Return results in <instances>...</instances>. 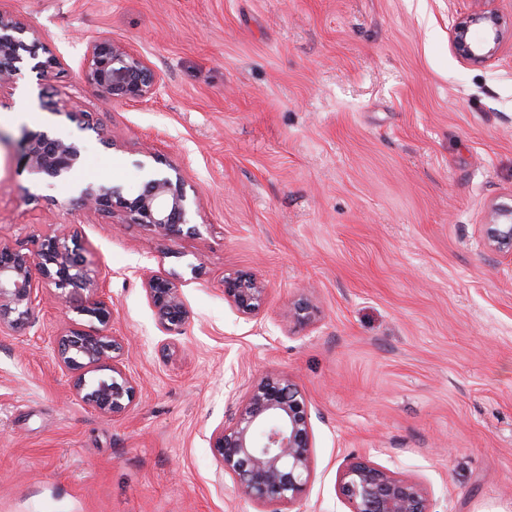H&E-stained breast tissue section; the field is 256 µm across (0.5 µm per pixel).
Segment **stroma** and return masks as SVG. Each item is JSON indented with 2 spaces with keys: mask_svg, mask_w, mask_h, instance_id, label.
Masks as SVG:
<instances>
[{
  "mask_svg": "<svg viewBox=\"0 0 512 512\" xmlns=\"http://www.w3.org/2000/svg\"><path fill=\"white\" fill-rule=\"evenodd\" d=\"M484 7L502 39L472 65L451 26ZM0 9L60 61L0 93V241L32 251L77 225L138 384L119 417L73 397L51 342L86 324L80 298L48 290L28 327L0 332V512H260L210 437L261 374L288 376L311 414L313 476L291 512H346L353 456L421 482L430 512H512V260L483 234L490 204L512 200V0ZM100 36L152 62L155 97L111 107L79 83ZM25 130L79 142L70 181L29 171ZM150 151L195 190L199 235L163 240L75 204L79 184L138 193ZM236 271L269 286L256 318L224 299ZM148 272L183 279V334L158 330ZM298 301L309 323L284 320Z\"/></svg>",
  "mask_w": 512,
  "mask_h": 512,
  "instance_id": "obj_1",
  "label": "stroma"
}]
</instances>
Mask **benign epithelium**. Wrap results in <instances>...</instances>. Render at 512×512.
Wrapping results in <instances>:
<instances>
[{
  "label": "benign epithelium",
  "instance_id": "obj_1",
  "mask_svg": "<svg viewBox=\"0 0 512 512\" xmlns=\"http://www.w3.org/2000/svg\"><path fill=\"white\" fill-rule=\"evenodd\" d=\"M501 41L496 12L480 10L459 19L453 46L470 64L491 58ZM40 32L31 21L0 11V93L10 88L25 58L33 68L47 72L57 67L52 54L39 58ZM80 80L105 105L143 102L153 98L160 78L151 62L130 44L109 36L87 44ZM19 144L31 173L49 180H64L78 167L81 148L74 141L46 132H23ZM77 201L86 209L118 224H146L161 238L175 240L199 233L190 220L186 183L175 167L149 170L142 189L127 196L111 183H89L79 188ZM77 231H54L39 248L22 252L0 241V329L27 325L36 304L49 287L69 294L86 287L88 298L79 313L100 327H70L54 339L57 367L71 376L72 395L94 410L114 417L133 404L137 381L123 361L122 346L108 333L112 306L106 291L90 278L86 258L78 245H69ZM487 248L512 260V204L493 203L484 224ZM143 289L157 328L165 335H180L191 318L183 281L176 276L148 274ZM265 281L254 274L234 272L224 277V300L241 315L252 318L267 297ZM106 369L109 379L93 382L91 372ZM211 445L224 474L237 490L255 504L277 506L288 512L305 492L313 473V432L309 408L286 376L255 378L236 410L211 435ZM339 495L347 512H429L427 488L366 458L353 457L339 473Z\"/></svg>",
  "mask_w": 512,
  "mask_h": 512
}]
</instances>
